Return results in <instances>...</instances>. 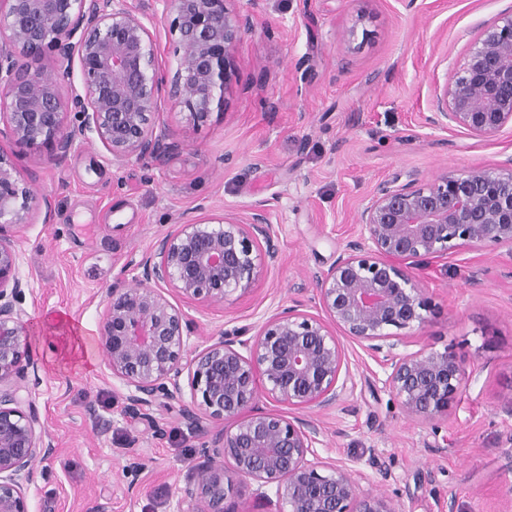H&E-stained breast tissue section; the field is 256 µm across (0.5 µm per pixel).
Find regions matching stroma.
<instances>
[{"instance_id": "35a3bbf8", "label": "stroma", "mask_w": 512, "mask_h": 512, "mask_svg": "<svg viewBox=\"0 0 512 512\" xmlns=\"http://www.w3.org/2000/svg\"><path fill=\"white\" fill-rule=\"evenodd\" d=\"M148 16L160 68L177 43L158 0H133ZM252 16L234 53L235 73L208 119L160 97V119L182 141L163 164L113 166L100 143L80 144L61 166L0 135L20 175H36L35 206L14 241L39 383L31 396L55 440L29 490L32 512H204L181 490L196 480L201 449L176 408L157 411L163 433L127 413L96 334L116 282L131 284L142 252L205 205V217L270 210L278 258L221 303L160 291L198 326L190 339L250 324L298 300L319 316L314 273L328 269L357 230L360 203L402 169L427 181L445 172L498 169L512 158V128L472 139L429 126L434 94L482 27L512 0H231ZM478 282H471V274ZM431 300L405 349L454 353L470 374L442 418L408 417L386 374L348 337L353 382L319 414L320 458L364 474L365 492L400 512H512V256L465 248L418 269Z\"/></svg>"}]
</instances>
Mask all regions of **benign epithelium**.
Returning a JSON list of instances; mask_svg holds the SVG:
<instances>
[{
  "mask_svg": "<svg viewBox=\"0 0 512 512\" xmlns=\"http://www.w3.org/2000/svg\"><path fill=\"white\" fill-rule=\"evenodd\" d=\"M181 52L174 73L157 61L147 16L131 0H0V134L61 165L77 143L99 142L120 166L163 164L182 142L160 122L162 92L204 122L233 76V55L250 17L227 0H159ZM50 55L55 71L30 61ZM79 71V84L62 80ZM435 128L486 138L512 125V10L481 29L450 80L435 90ZM73 115L75 124L67 123ZM35 176L23 178L0 151V512H31L37 464L57 448L36 405L16 385L37 372L24 334V284L12 232L26 223ZM357 236L314 275L320 318L288 306L258 325L224 329L201 350L196 324L159 291L223 302L249 288L258 260L278 257L269 211L258 203L216 221L188 218L136 263L134 284L112 287L97 343L127 412L154 416L171 401L201 440L198 478L182 490L208 512L237 481L275 488L276 512H400L383 494L360 491L362 475L315 458L321 427L310 414L336 406L347 388L336 331L387 372L385 385L414 419L446 412L469 378L446 351H399L401 330L425 323L426 289L413 273L463 248H505L512 256V160L506 170L471 169L429 182L397 171L361 201ZM265 385L259 386L257 375ZM190 400H183L184 387ZM307 414L259 407L262 395Z\"/></svg>",
  "mask_w": 512,
  "mask_h": 512,
  "instance_id": "1",
  "label": "benign epithelium"
}]
</instances>
